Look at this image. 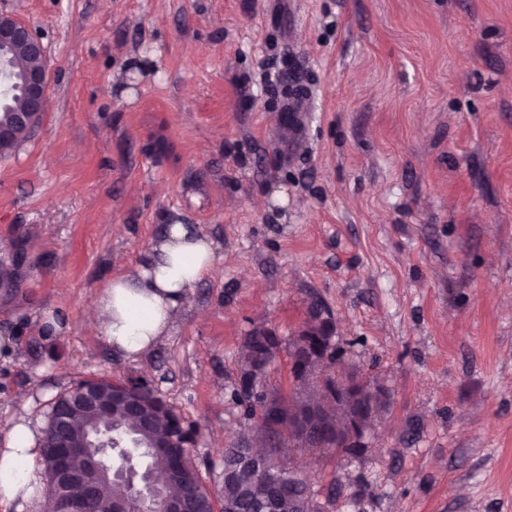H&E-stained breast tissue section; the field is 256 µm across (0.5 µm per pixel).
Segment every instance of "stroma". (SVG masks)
I'll return each instance as SVG.
<instances>
[{
    "label": "stroma",
    "mask_w": 512,
    "mask_h": 512,
    "mask_svg": "<svg viewBox=\"0 0 512 512\" xmlns=\"http://www.w3.org/2000/svg\"><path fill=\"white\" fill-rule=\"evenodd\" d=\"M47 50L39 123L0 158V448L88 378L148 379L214 503L254 443L235 395L290 397L320 299L332 372L385 397L357 451L289 448L310 512H512V0H0ZM315 91L303 138L280 125ZM221 258L157 349L85 312L168 220ZM68 329H38L42 315ZM313 98V90L304 85H295L290 89L289 96L284 103L283 108L280 112H287L288 121L283 119L282 113V121L288 122V136H296L299 135L302 128V116L303 112H306L310 102Z\"/></svg>",
    "instance_id": "stroma-1"
}]
</instances>
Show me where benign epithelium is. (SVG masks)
<instances>
[{
    "label": "benign epithelium",
    "instance_id": "1",
    "mask_svg": "<svg viewBox=\"0 0 512 512\" xmlns=\"http://www.w3.org/2000/svg\"><path fill=\"white\" fill-rule=\"evenodd\" d=\"M25 49L32 64L24 69L21 80L25 107L21 112H11L6 120H0V157L11 154L18 145L17 134L30 131L45 111L50 88L49 71L46 64V48L41 39L25 22L9 15H0V101L9 100L16 92L15 64L8 54L17 47ZM330 351L320 343L309 355L293 357L298 366L313 364L319 370L331 363ZM312 384L323 394L321 403L339 405L352 402L351 384L318 376ZM143 388L156 399L158 394L146 381L126 382L116 392L102 391L95 380L74 386L67 392L65 408L56 412L49 425L50 432L40 439V447L49 455L56 470V482L63 494L62 512H190L182 500H175L159 493L168 479L179 477L174 464L158 475L140 473L135 466L116 468L112 466V409L117 407L136 420L143 430H155L162 425L157 417L143 408L132 388ZM368 405L352 404L345 416V424L328 429L312 408L303 421L307 436L314 440L327 437L347 438L356 441L363 432V417ZM88 414L94 425L80 437L71 434V420L77 415ZM195 434L189 426L181 425L180 436H168L155 444L154 453L166 454L168 448H189ZM121 481L138 491L142 500L140 510H134L126 499H113L110 494L99 493L105 483Z\"/></svg>",
    "mask_w": 512,
    "mask_h": 512
}]
</instances>
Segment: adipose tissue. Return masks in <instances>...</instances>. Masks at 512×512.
<instances>
[{
    "mask_svg": "<svg viewBox=\"0 0 512 512\" xmlns=\"http://www.w3.org/2000/svg\"><path fill=\"white\" fill-rule=\"evenodd\" d=\"M218 264L213 242L194 226L165 225L141 261L100 288L87 319L116 355L141 359L168 336L194 289ZM37 454L26 429L15 426L0 450V503L26 489Z\"/></svg>",
    "mask_w": 512,
    "mask_h": 512,
    "instance_id": "adipose-tissue-1",
    "label": "adipose tissue"
}]
</instances>
